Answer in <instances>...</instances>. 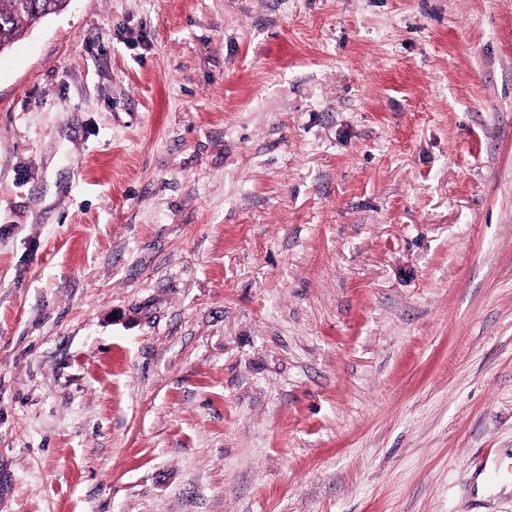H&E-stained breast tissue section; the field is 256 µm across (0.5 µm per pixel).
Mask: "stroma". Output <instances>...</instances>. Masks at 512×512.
Here are the masks:
<instances>
[{
    "mask_svg": "<svg viewBox=\"0 0 512 512\" xmlns=\"http://www.w3.org/2000/svg\"><path fill=\"white\" fill-rule=\"evenodd\" d=\"M512 0H72L0 55V512H512Z\"/></svg>",
    "mask_w": 512,
    "mask_h": 512,
    "instance_id": "1",
    "label": "stroma"
}]
</instances>
